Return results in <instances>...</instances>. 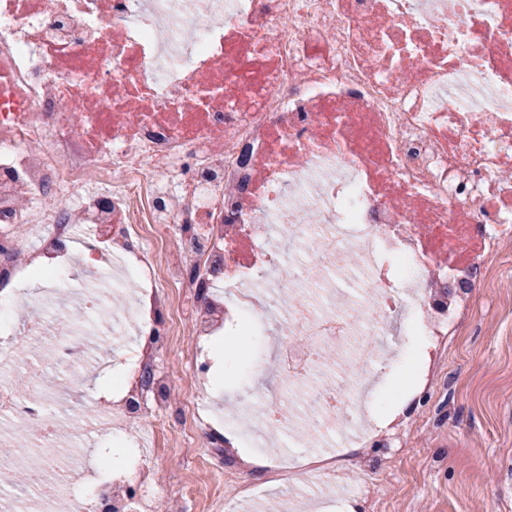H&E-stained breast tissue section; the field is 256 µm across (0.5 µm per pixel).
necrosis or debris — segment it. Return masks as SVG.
<instances>
[{
	"label": "necrosis or debris",
	"instance_id": "necrosis-or-debris-1",
	"mask_svg": "<svg viewBox=\"0 0 512 512\" xmlns=\"http://www.w3.org/2000/svg\"><path fill=\"white\" fill-rule=\"evenodd\" d=\"M146 224L173 240L138 283L128 258ZM493 270L512 275V0H0V282L28 313L20 329L0 322V362L45 342L59 371L92 372L107 359L86 339L107 319L150 335L125 400L73 407L75 440L161 432L175 392L197 409L157 369V308L176 288L205 295L193 335L250 324L273 369L311 385L310 456L274 479L335 478L328 436L381 394L317 382L325 346L366 344L382 363L403 321L437 337L445 363ZM291 282L300 299L276 307ZM0 418L53 449L43 392L1 378ZM158 467L147 456L99 479L89 501L78 486L102 460L0 457L26 490L16 512H56L48 483L71 512H150Z\"/></svg>",
	"mask_w": 512,
	"mask_h": 512
}]
</instances>
